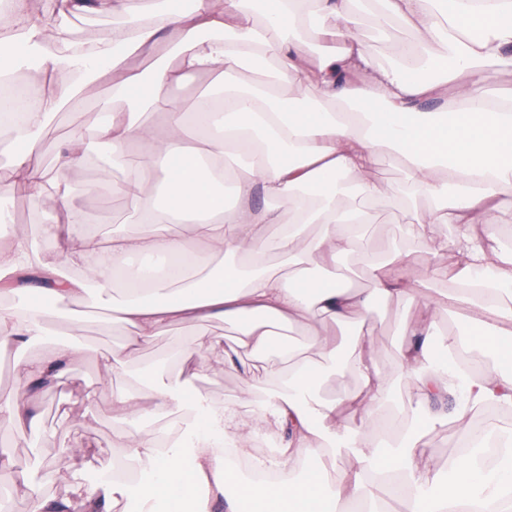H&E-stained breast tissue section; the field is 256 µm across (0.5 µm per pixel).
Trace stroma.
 Wrapping results in <instances>:
<instances>
[{
    "instance_id": "35a3bbf8",
    "label": "stroma",
    "mask_w": 512,
    "mask_h": 512,
    "mask_svg": "<svg viewBox=\"0 0 512 512\" xmlns=\"http://www.w3.org/2000/svg\"><path fill=\"white\" fill-rule=\"evenodd\" d=\"M359 17L358 34L380 57L395 52L400 42L421 40V33L414 27L394 23L389 34L379 35L368 19L362 4H355ZM95 120V111L89 103L60 112L41 134L39 162L47 170H63L68 183L88 184V191L81 195L74 208L83 223L99 232L104 245H111L113 236H132L141 232V225L132 223L124 199L116 194L101 191L98 182L102 170L90 161L65 167L60 162L64 153L66 127L88 125ZM374 182L388 186L386 194L373 198L368 204L369 222L365 230L364 253L343 259L337 272L348 275L351 287L366 289L371 285V274L365 265V252H385L393 244H400L413 266L433 265L436 276L428 283L427 294L433 299L448 298L449 271L454 264L452 255L445 251L427 252L421 244L405 235L408 214L396 195L406 180L404 164L392 150L381 153L372 169ZM11 222L16 223L15 235L35 241L43 255L54 251L52 243L41 236L40 226L51 217L56 204L47 199H37L34 191H26L12 198ZM15 235L0 236L1 245L13 243ZM425 310L423 301H407L393 296L375 300L365 320L334 326L333 334L340 349L353 346L355 334L366 336L370 347L378 353V368L383 376L392 378L390 406L396 412L400 428H407L411 421V407L415 406L416 391L413 382L395 378L400 362L399 344L405 329ZM224 323L204 322L195 326L175 323L157 336L138 354L133 365L137 371L156 372L163 381H171L179 366L171 360L173 346L184 337L201 338L222 336ZM121 327L111 326L107 317L85 318L79 334L80 348L75 353L68 370L55 385L38 388L21 394L25 378L19 368L20 358L47 353L48 348L34 344L20 349L14 346L0 348V399L8 398L26 404L29 413L37 418V430L45 437L39 452H32L28 444V427L0 428V448L8 452V461L0 466V491L10 487L20 472H43L40 486L49 498L61 501L70 494L72 485L79 484L94 489L97 496L111 495L113 462L124 456L114 435L119 431L136 432L144 428L159 434H176L185 415L177 412L160 419L150 411L151 402L138 396L139 412L123 413L113 406L116 395L129 387L124 374L113 375L108 385H101L103 352L123 342ZM244 369L241 364H229L223 352L206 351L196 368L195 389L215 405L236 404L241 413H248V406L240 405V389ZM497 431L512 428V409L497 404L486 405L466 415L463 420L452 421L428 428L422 439L427 457L434 468L447 471L458 455L456 441L473 428Z\"/></svg>"
}]
</instances>
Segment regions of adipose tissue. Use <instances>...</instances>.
Instances as JSON below:
<instances>
[{
	"label": "adipose tissue",
	"instance_id": "1",
	"mask_svg": "<svg viewBox=\"0 0 512 512\" xmlns=\"http://www.w3.org/2000/svg\"><path fill=\"white\" fill-rule=\"evenodd\" d=\"M374 2L378 27L408 23L441 44V53L405 45L395 56L379 58L354 32L352 0H272L260 16L255 0H193L187 9L164 4L142 19L126 0H50L38 16L30 0H12L0 12V32L10 35L0 81L26 74L13 99L12 189L36 188L60 210L70 209L69 191L38 162L40 134L66 100H84L87 85L104 77L126 106L94 99L99 116L92 126L70 132L64 159L80 162L92 143L110 145L116 165L132 149L141 150L143 168L114 191L146 228L106 248L83 225H45L57 252L52 262L33 259V247L23 240L1 249L0 280L27 275L35 283L22 306L0 308V346L48 341L42 299L80 300L91 288L106 297L118 294L117 323L128 331L103 358L108 375L124 369L175 321H221L238 333L229 345L220 336L183 339L173 351L184 368L181 381L134 376V386L150 392L155 414L189 412L172 450H163L148 429L120 435L126 460L149 469L138 512H156L161 501L171 512H209L215 496L225 498L228 512H238L243 500L260 512H365L398 492L403 512H512V457L486 467L464 454L442 473L424 457L419 434L491 403L512 407V308L502 302L512 289V254L490 250L473 231L477 224L493 227L503 208L512 209V93L492 95L485 83L487 67L512 65L506 54L512 48V0ZM88 12L120 14L125 23L93 51L71 50L69 21ZM305 35L318 44L316 63L296 49ZM164 38L176 48L178 65L143 80L130 60ZM245 72L252 73L251 81H242ZM48 75L69 80L68 99L43 92ZM200 75L215 77L212 91L188 108L170 100V88ZM310 84L312 97L305 92ZM451 97L464 103L455 120L420 109ZM157 110L166 116L162 134L140 120L141 113ZM387 149L399 153L408 171L406 199L424 195L431 201L428 211L413 215L406 234L427 250L441 245L455 256L456 288L447 306L465 311L470 332L436 344L432 315L410 325L400 348V376L414 380L418 400L449 395L456 408L449 416L416 411L418 428L403 434L399 446L368 447L360 431L343 424V411L385 407L391 382L380 375L369 349L339 357L326 329L365 316L374 298L416 299L432 274L425 268L396 276L395 268L407 263L399 251L370 257V291L343 285L336 274L337 260L357 249L365 222L362 209L337 206L340 180L353 178L365 196L380 194L370 174ZM153 175L170 207L151 206L144 183ZM256 191L267 208L250 206ZM174 224L188 225L201 250L187 252L170 232ZM260 224L276 227L273 242L258 235ZM307 224L321 231L303 249L299 236ZM443 224L458 227L445 241L438 237ZM269 244L292 266L291 275L264 264ZM217 253L231 261L214 272ZM74 269L82 278L71 277ZM277 325L308 326L303 349L276 341ZM223 346L254 360L241 390L242 401L255 405L250 418L230 406H212L192 386L203 350ZM71 359V350L61 347L49 357L23 358L20 367L29 384L41 387L53 384ZM324 359L356 376L360 387L322 398L316 387ZM269 376L277 390L256 402L257 384ZM268 430L286 435L275 466L302 454L328 461L343 448L352 449L357 464L332 484L316 473L276 485L239 482L220 448L251 454L253 434Z\"/></svg>",
	"mask_w": 512,
	"mask_h": 512
}]
</instances>
